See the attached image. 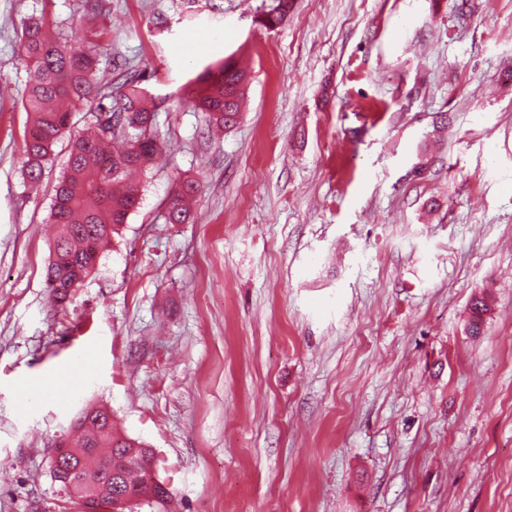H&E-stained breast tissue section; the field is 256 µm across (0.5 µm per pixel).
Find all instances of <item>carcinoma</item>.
Segmentation results:
<instances>
[{"label":"carcinoma","mask_w":512,"mask_h":512,"mask_svg":"<svg viewBox=\"0 0 512 512\" xmlns=\"http://www.w3.org/2000/svg\"><path fill=\"white\" fill-rule=\"evenodd\" d=\"M292 9L291 0H278L275 11L260 19L268 29L280 25ZM98 5H84L79 22L86 38L70 44L63 38V23L42 15L27 21L21 40L25 53L21 63L27 74L22 109L30 118L24 136L23 175L38 182L54 147L71 129V116L83 113L84 129L71 138L68 159L55 188L50 221L58 226L47 282H54V296L64 301L80 276H89L95 266L87 250L102 252L138 207L139 187L129 182L136 171L151 169L162 156L164 144L156 129L153 97L139 71L114 65L104 83L93 80L90 52L107 35L97 22ZM248 83L247 72L226 59L206 66L185 90L195 108L209 114L213 126L233 127L241 111ZM200 191V183L185 178L175 187L167 206L166 220L183 224L189 217L188 203ZM488 299L476 295L470 301L467 331L481 334ZM82 431L80 446L67 449L63 458L67 472L56 479L81 506V512L107 506L121 496L138 507L158 503L149 498L144 484L153 454L144 443L112 430V421L100 415L76 422Z\"/></svg>","instance_id":"cac0c4a2"}]
</instances>
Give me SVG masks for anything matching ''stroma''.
Returning <instances> with one entry per match:
<instances>
[{"label":"stroma","mask_w":512,"mask_h":512,"mask_svg":"<svg viewBox=\"0 0 512 512\" xmlns=\"http://www.w3.org/2000/svg\"><path fill=\"white\" fill-rule=\"evenodd\" d=\"M292 3L268 30L274 0H102L93 70L144 73L166 152L61 309L68 142L31 190L16 48L44 11L79 41L77 0H0V512H79L50 456L98 405L169 512H512V0ZM225 58L251 81L215 135L182 88ZM200 191V183L194 178L182 179L175 187L167 206L166 220L170 224H183L189 217L188 203ZM470 313L467 323V331L471 336H479L484 317L489 312L488 299L484 295H476L470 301Z\"/></svg>","instance_id":"obj_1"}]
</instances>
